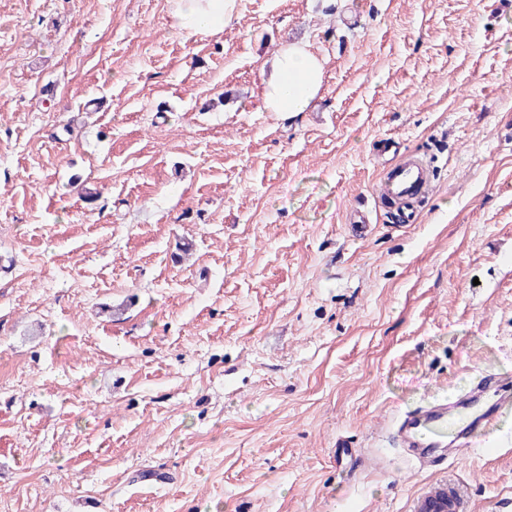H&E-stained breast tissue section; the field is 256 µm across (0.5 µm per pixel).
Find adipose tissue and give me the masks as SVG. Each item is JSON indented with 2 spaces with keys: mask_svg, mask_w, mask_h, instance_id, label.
<instances>
[{
  "mask_svg": "<svg viewBox=\"0 0 512 512\" xmlns=\"http://www.w3.org/2000/svg\"><path fill=\"white\" fill-rule=\"evenodd\" d=\"M238 0H171L174 26L185 38L217 35L231 21ZM273 73L262 86L267 110L295 117L306 112L323 82L320 59L304 48L291 45L272 63Z\"/></svg>",
  "mask_w": 512,
  "mask_h": 512,
  "instance_id": "adipose-tissue-1",
  "label": "adipose tissue"
}]
</instances>
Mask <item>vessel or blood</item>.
Segmentation results:
<instances>
[{
	"label": "vessel or blood",
	"instance_id": "vessel-or-blood-1",
	"mask_svg": "<svg viewBox=\"0 0 512 512\" xmlns=\"http://www.w3.org/2000/svg\"><path fill=\"white\" fill-rule=\"evenodd\" d=\"M433 181L426 161L405 150L386 167L378 192L395 204L398 217L406 221L428 198ZM511 406L512 391L485 383L457 402H434L405 412L392 427V439L420 467H433L445 462L447 452L464 453L475 435L492 434L498 415ZM416 512H471V506L462 488L448 481L428 485Z\"/></svg>",
	"mask_w": 512,
	"mask_h": 512
}]
</instances>
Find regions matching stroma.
I'll return each mask as SVG.
<instances>
[{"label":"stroma","instance_id":"1","mask_svg":"<svg viewBox=\"0 0 512 512\" xmlns=\"http://www.w3.org/2000/svg\"><path fill=\"white\" fill-rule=\"evenodd\" d=\"M322 61L265 108L274 56ZM426 157L412 224L384 139ZM372 232L353 237L350 213ZM512 384V0H0V512H512L502 446L392 421ZM338 448H358L351 468ZM238 0H171L177 32L186 39L217 35L231 21ZM272 68L261 92L266 109L289 117L306 112L323 82L320 59L298 45H291L276 56ZM469 499L462 488L448 482L428 485L417 501L416 512H470Z\"/></svg>","mask_w":512,"mask_h":512}]
</instances>
